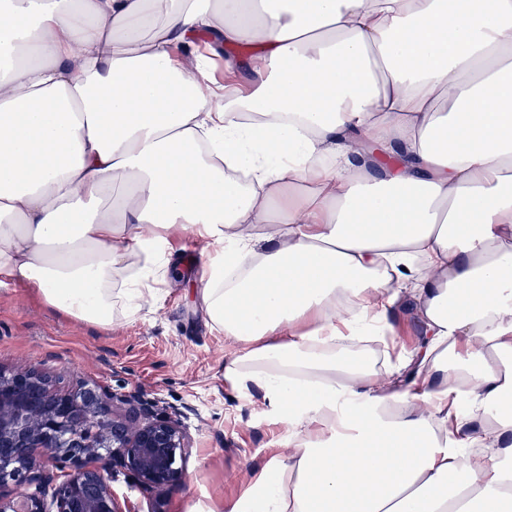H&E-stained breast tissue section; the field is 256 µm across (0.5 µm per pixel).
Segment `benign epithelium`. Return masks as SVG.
Segmentation results:
<instances>
[{
	"instance_id": "1",
	"label": "benign epithelium",
	"mask_w": 512,
	"mask_h": 512,
	"mask_svg": "<svg viewBox=\"0 0 512 512\" xmlns=\"http://www.w3.org/2000/svg\"><path fill=\"white\" fill-rule=\"evenodd\" d=\"M115 400L128 414L111 412ZM154 406L139 391L86 384L73 393L36 369L0 367V512H132L112 490L117 471L149 496L181 485L190 437ZM11 483L50 487L51 500L14 495Z\"/></svg>"
}]
</instances>
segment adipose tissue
Masks as SVG:
<instances>
[{"instance_id": "adipose-tissue-1", "label": "adipose tissue", "mask_w": 512, "mask_h": 512, "mask_svg": "<svg viewBox=\"0 0 512 512\" xmlns=\"http://www.w3.org/2000/svg\"><path fill=\"white\" fill-rule=\"evenodd\" d=\"M178 231L288 427L214 512H512V0H0V285L107 329ZM406 307L392 369L337 358ZM405 314L407 316L399 324L395 339L403 344L404 349L409 350L420 342L422 327L412 316H409L408 312Z\"/></svg>"}]
</instances>
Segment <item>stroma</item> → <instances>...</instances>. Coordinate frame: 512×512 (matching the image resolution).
<instances>
[{
    "label": "stroma",
    "instance_id": "stroma-1",
    "mask_svg": "<svg viewBox=\"0 0 512 512\" xmlns=\"http://www.w3.org/2000/svg\"><path fill=\"white\" fill-rule=\"evenodd\" d=\"M205 271L202 243L180 235L157 302L106 331L49 308L21 282L0 287L1 367L35 368L65 390L86 383L138 390L160 411L180 413L193 442L184 484L151 501L123 474L112 479L136 512H208L217 500L235 501L288 445L287 425L259 389L234 391L224 382L233 348L195 307Z\"/></svg>",
    "mask_w": 512,
    "mask_h": 512
}]
</instances>
